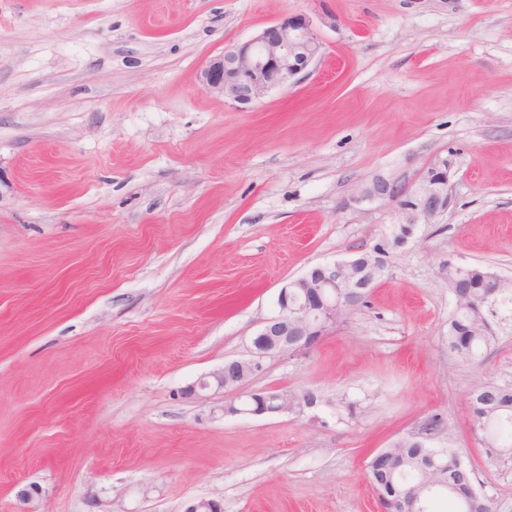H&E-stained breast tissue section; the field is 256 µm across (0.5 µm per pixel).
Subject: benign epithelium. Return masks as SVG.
Instances as JSON below:
<instances>
[{"instance_id": "obj_1", "label": "benign epithelium", "mask_w": 512, "mask_h": 512, "mask_svg": "<svg viewBox=\"0 0 512 512\" xmlns=\"http://www.w3.org/2000/svg\"><path fill=\"white\" fill-rule=\"evenodd\" d=\"M322 56L323 42L312 20L301 13L288 14L249 40L225 47L222 54L206 63L200 77L209 92L232 105L246 106L275 89L297 83ZM378 200L398 205L405 214L401 230L409 234L420 220L447 209L448 166L443 163L427 169L415 190L397 177L378 176L354 197L357 203ZM384 273L385 261L379 251L310 268L280 288L279 313L266 320L252 338L251 358L224 362L200 388L212 385L224 392L235 391L262 371L268 355L313 344L337 319L355 310ZM295 405H301V399L261 390L224 398L220 411L225 416H264ZM185 512H224V506L217 500L201 499Z\"/></svg>"}]
</instances>
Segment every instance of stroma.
Listing matches in <instances>:
<instances>
[{
    "instance_id": "obj_1",
    "label": "stroma",
    "mask_w": 512,
    "mask_h": 512,
    "mask_svg": "<svg viewBox=\"0 0 512 512\" xmlns=\"http://www.w3.org/2000/svg\"><path fill=\"white\" fill-rule=\"evenodd\" d=\"M293 13L310 75L246 108L202 86ZM441 163L449 205L405 242L396 205L353 201ZM377 247L364 303L242 384L315 407L184 397L249 357L285 283ZM452 263L512 282V0H0V512H380L366 464L413 434L512 512L469 412L512 385V294L461 361ZM302 404L300 398L288 397L287 394L271 390L252 391L240 395L236 393L228 398L224 396V404L220 411L224 416H264L287 411L292 406Z\"/></svg>"
}]
</instances>
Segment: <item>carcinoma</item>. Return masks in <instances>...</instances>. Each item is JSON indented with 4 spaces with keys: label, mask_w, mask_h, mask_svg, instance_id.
Returning a JSON list of instances; mask_svg holds the SVG:
<instances>
[{
    "label": "carcinoma",
    "mask_w": 512,
    "mask_h": 512,
    "mask_svg": "<svg viewBox=\"0 0 512 512\" xmlns=\"http://www.w3.org/2000/svg\"><path fill=\"white\" fill-rule=\"evenodd\" d=\"M448 290L455 306L448 329V346L461 360L481 354L494 340L487 307L500 295L497 276L481 266L448 264ZM470 409L473 431L485 438L487 456L493 460L512 457V387L487 382L472 389ZM420 440L409 437L401 449L389 448L382 466L372 464L368 476L372 486L384 491L393 485L402 492L401 502L390 504L395 510L408 505L418 495L426 502L444 495L448 512H493L490 500L474 497V470L458 453L450 449L421 448Z\"/></svg>",
    "instance_id": "cac0c4a2"
}]
</instances>
